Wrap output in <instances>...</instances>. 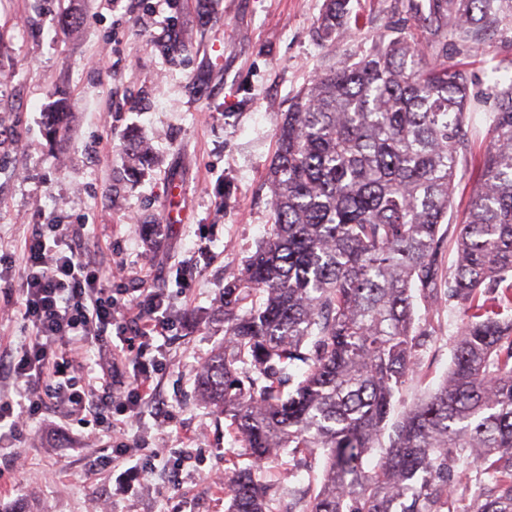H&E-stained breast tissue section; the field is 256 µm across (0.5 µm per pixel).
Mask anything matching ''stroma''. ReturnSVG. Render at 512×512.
Wrapping results in <instances>:
<instances>
[{
  "mask_svg": "<svg viewBox=\"0 0 512 512\" xmlns=\"http://www.w3.org/2000/svg\"><path fill=\"white\" fill-rule=\"evenodd\" d=\"M80 19L69 31L59 0H0V267L19 268L37 224L83 225L82 244L100 267L126 263L109 281L113 295L136 289L172 301L168 329L146 339L163 354L152 374L168 417L145 405L136 425L120 408L112 423L138 441L145 471L131 476L113 462L111 442L93 427H55L47 407L22 440L23 470L0 455V512H226L218 474L242 448L223 414L196 390L201 363L224 344L219 299L226 277L240 273L267 237L273 215L264 177L274 155L277 115L325 65L361 53L366 37L392 24L426 40L427 0H350L355 34L335 44L315 28L325 0H69ZM448 59L461 64L470 91L512 81V33L489 32L479 51ZM68 97L65 136L49 140L45 113L56 90ZM485 109L465 127L468 153L448 214L467 209L489 142ZM147 137L153 162L132 177L123 144ZM160 224V243L141 228ZM459 320L422 313L428 335L416 376L395 398V412L436 386L452 361ZM18 281L0 285V351L30 338ZM157 448H190L179 474L152 468ZM322 456L281 452L261 479L280 485L281 512L291 489L316 490Z\"/></svg>",
  "mask_w": 512,
  "mask_h": 512,
  "instance_id": "1",
  "label": "stroma"
}]
</instances>
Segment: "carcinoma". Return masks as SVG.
I'll use <instances>...</instances> for the list:
<instances>
[{
    "label": "carcinoma",
    "instance_id": "cac0c4a2",
    "mask_svg": "<svg viewBox=\"0 0 512 512\" xmlns=\"http://www.w3.org/2000/svg\"><path fill=\"white\" fill-rule=\"evenodd\" d=\"M326 0L317 36L348 30ZM427 50L375 35L282 113L265 180L274 222L224 281V348L197 391L248 463L229 460L227 512H274L258 476L282 449L322 454L304 512H512V82L486 93L490 144L464 219L448 206L467 151L469 52L512 28V0H429ZM46 135L67 127L64 92ZM139 174L141 137L123 147ZM455 244L439 273L438 255ZM459 318L447 377L390 421L423 347L418 304Z\"/></svg>",
    "mask_w": 512,
    "mask_h": 512
}]
</instances>
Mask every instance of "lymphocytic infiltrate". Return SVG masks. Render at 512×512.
<instances>
[{"label": "lymphocytic infiltrate", "instance_id": "lymphocytic-infiltrate-1", "mask_svg": "<svg viewBox=\"0 0 512 512\" xmlns=\"http://www.w3.org/2000/svg\"><path fill=\"white\" fill-rule=\"evenodd\" d=\"M122 267L100 272L86 256L70 224H39L22 255L23 317L35 339L0 355V375L12 382L0 393V451L19 462L17 443L43 408H62L66 419L112 429V407L120 405L136 419L152 400L151 373L158 357H147L144 341L166 328L168 296L143 292L123 306L104 288V278L122 276ZM98 345L131 359L137 370L120 392L112 390V373L95 372L88 355Z\"/></svg>", "mask_w": 512, "mask_h": 512}]
</instances>
